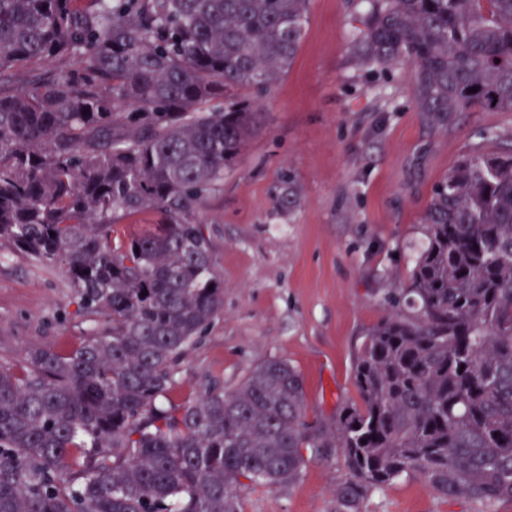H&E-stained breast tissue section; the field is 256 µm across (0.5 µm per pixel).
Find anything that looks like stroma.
Instances as JSON below:
<instances>
[{"label":"stroma","instance_id":"35a3bbf8","mask_svg":"<svg viewBox=\"0 0 512 512\" xmlns=\"http://www.w3.org/2000/svg\"><path fill=\"white\" fill-rule=\"evenodd\" d=\"M362 0H310L288 72L257 99L261 128L202 201L198 217L224 280L218 318L185 350L168 404L209 388L235 390L266 360L293 364L305 381V415L334 422L361 398L353 377L365 331L405 281L435 186L464 155L512 145V112L473 109L447 126L415 109L405 69L360 62L353 43ZM290 174L297 196L274 192ZM88 321L62 267L0 252V363L35 344L70 347ZM348 478L339 453L312 458L282 487L247 486L242 512H337ZM360 512H485L404 476L375 490Z\"/></svg>","mask_w":512,"mask_h":512}]
</instances>
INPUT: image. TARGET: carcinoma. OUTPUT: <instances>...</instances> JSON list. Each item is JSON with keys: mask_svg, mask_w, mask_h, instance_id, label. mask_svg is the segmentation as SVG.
<instances>
[{"mask_svg": "<svg viewBox=\"0 0 512 512\" xmlns=\"http://www.w3.org/2000/svg\"><path fill=\"white\" fill-rule=\"evenodd\" d=\"M367 66L405 67L435 123L512 112V0H366ZM308 0H0V246L61 264L93 326L0 365V512H240L336 448L339 512L416 473L439 494L512 500V149L463 157L425 241L354 358L361 405L304 415L283 359L180 409L162 398L219 316L197 218L260 127ZM34 61L58 66L17 74ZM476 91H470V88ZM296 196L285 174L275 192ZM143 213L155 229L120 238Z\"/></svg>", "mask_w": 512, "mask_h": 512, "instance_id": "carcinoma-1", "label": "carcinoma"}]
</instances>
